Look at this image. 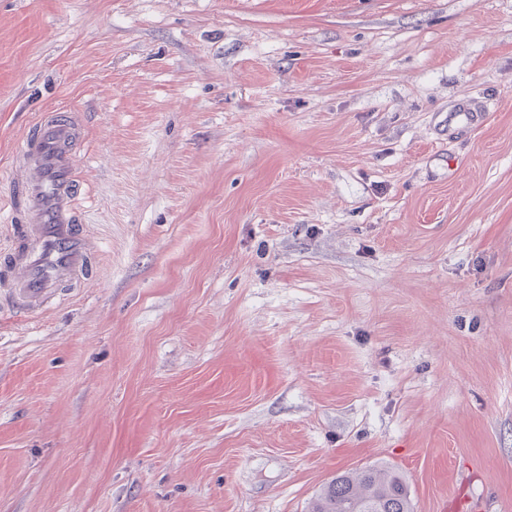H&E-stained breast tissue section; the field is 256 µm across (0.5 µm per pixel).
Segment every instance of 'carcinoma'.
Listing matches in <instances>:
<instances>
[{"label": "carcinoma", "instance_id": "cac0c4a2", "mask_svg": "<svg viewBox=\"0 0 512 512\" xmlns=\"http://www.w3.org/2000/svg\"><path fill=\"white\" fill-rule=\"evenodd\" d=\"M309 512H413L403 474L373 466L336 475L311 502Z\"/></svg>", "mask_w": 512, "mask_h": 512}]
</instances>
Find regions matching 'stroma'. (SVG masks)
<instances>
[{
    "label": "stroma",
    "mask_w": 512,
    "mask_h": 512,
    "mask_svg": "<svg viewBox=\"0 0 512 512\" xmlns=\"http://www.w3.org/2000/svg\"><path fill=\"white\" fill-rule=\"evenodd\" d=\"M59 108L97 270L0 326V512H512V0H0V196ZM403 474L373 466L336 475L311 502L309 512H413Z\"/></svg>",
    "instance_id": "35a3bbf8"
}]
</instances>
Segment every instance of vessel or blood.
<instances>
[{"label": "vessel or blood", "instance_id": "b4317fda", "mask_svg": "<svg viewBox=\"0 0 512 512\" xmlns=\"http://www.w3.org/2000/svg\"><path fill=\"white\" fill-rule=\"evenodd\" d=\"M83 138L75 113H45L15 157L6 198L13 219L0 248L11 276L0 282V309L35 317L63 283L92 273L96 250L76 207Z\"/></svg>", "mask_w": 512, "mask_h": 512}]
</instances>
